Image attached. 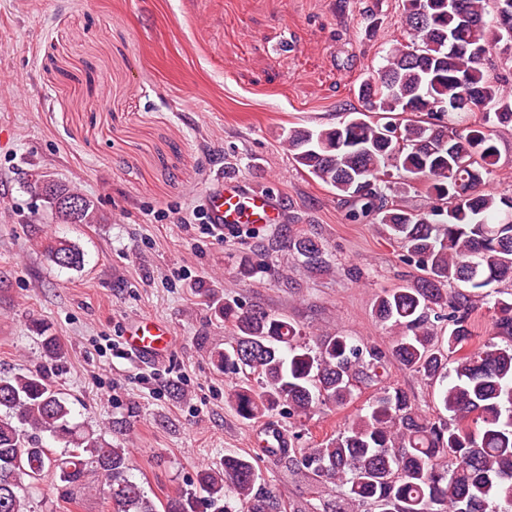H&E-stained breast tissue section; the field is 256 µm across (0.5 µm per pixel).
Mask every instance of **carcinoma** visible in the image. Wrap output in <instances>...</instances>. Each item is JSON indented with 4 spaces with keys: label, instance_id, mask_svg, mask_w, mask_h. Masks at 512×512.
<instances>
[{
    "label": "carcinoma",
    "instance_id": "1",
    "mask_svg": "<svg viewBox=\"0 0 512 512\" xmlns=\"http://www.w3.org/2000/svg\"><path fill=\"white\" fill-rule=\"evenodd\" d=\"M500 2L405 0L409 41L392 47L386 64L361 83L362 110L334 125L288 130L295 163L351 203L352 221L373 217L383 224L423 271L377 301L376 317L398 332L390 348L327 336L314 350L282 315L234 301L219 308L233 336L215 353L217 365L260 379L259 389L241 386L230 394L244 420L278 409L308 417L322 404L345 405L356 384L378 380L389 360L439 382L441 412L433 416L386 384L335 437L308 448L263 450L316 484L335 483L366 512H512V196L482 189L498 162L492 128L512 125L508 78L486 70L502 54L512 59ZM456 43L477 52L456 51ZM441 104L448 111H438ZM475 110L481 119L467 122ZM391 168L425 182L431 205L415 211L397 204ZM31 185L58 221L94 220L77 189L39 174ZM68 200L79 210H68ZM289 248L306 267H326L325 248L311 235L293 234ZM48 255L60 268L83 261L65 241ZM481 300L501 342L474 347ZM433 317L448 322V335L436 336ZM45 433L63 444L61 452L43 445ZM128 455L73 422L68 398L43 373L0 378V512H26V479L33 484L51 474L71 495L91 472L113 512H233L230 499L242 512H282L265 491L255 457L226 455L223 465L200 470L192 490L158 505L129 479Z\"/></svg>",
    "mask_w": 512,
    "mask_h": 512
}]
</instances>
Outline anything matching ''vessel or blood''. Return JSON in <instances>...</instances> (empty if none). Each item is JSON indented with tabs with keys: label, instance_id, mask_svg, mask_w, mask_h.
<instances>
[{
	"label": "vessel or blood",
	"instance_id": "1",
	"mask_svg": "<svg viewBox=\"0 0 512 512\" xmlns=\"http://www.w3.org/2000/svg\"><path fill=\"white\" fill-rule=\"evenodd\" d=\"M203 207L209 223L228 231L242 224H278L282 221L278 202L268 191L245 186L237 179H217L207 190ZM174 341L173 328L152 317L131 320L125 328L127 352L145 360L168 357Z\"/></svg>",
	"mask_w": 512,
	"mask_h": 512
}]
</instances>
